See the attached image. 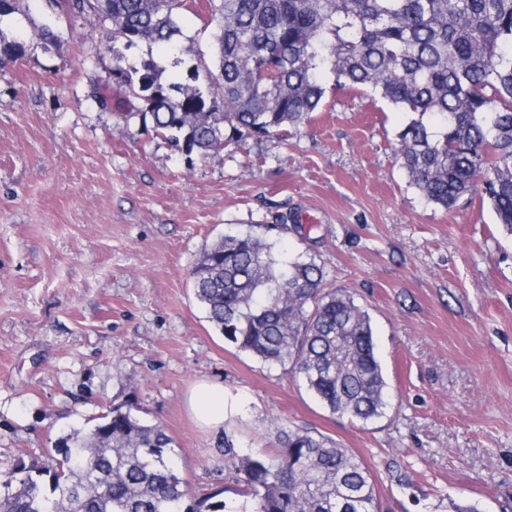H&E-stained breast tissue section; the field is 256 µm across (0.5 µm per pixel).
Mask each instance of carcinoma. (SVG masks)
Here are the masks:
<instances>
[{"mask_svg": "<svg viewBox=\"0 0 512 512\" xmlns=\"http://www.w3.org/2000/svg\"><path fill=\"white\" fill-rule=\"evenodd\" d=\"M51 14L83 16L112 49L116 84L141 102L137 115L175 145L206 156L245 136L282 133L321 109L322 77L339 90L369 89L415 115L398 135L410 186L449 209L466 195L490 206L512 237V0H209L217 22L211 56L188 82L163 80L153 58L123 50L160 44L183 63L187 0H45ZM32 25L7 35L0 54L25 55L59 36L37 25L28 0H10L0 22ZM259 236L205 246L192 272L207 319L224 339L272 366H290L331 412L368 421L383 414L386 381L371 317L340 290L323 288L314 260L280 261ZM278 450L224 454L243 512H378L371 473L322 434L277 424ZM164 428L118 404L90 430L53 441L52 469L22 464L0 480V512H224L215 492L187 499ZM50 475V486L42 476Z\"/></svg>", "mask_w": 512, "mask_h": 512, "instance_id": "cac0c4a2", "label": "carcinoma"}]
</instances>
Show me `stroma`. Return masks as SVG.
I'll use <instances>...</instances> for the list:
<instances>
[{"label": "stroma", "instance_id": "35a3bbf8", "mask_svg": "<svg viewBox=\"0 0 512 512\" xmlns=\"http://www.w3.org/2000/svg\"><path fill=\"white\" fill-rule=\"evenodd\" d=\"M197 2L181 19L189 65L217 32ZM58 27L59 46L0 60V475L131 401L171 437L190 495L222 491L229 512L243 499L225 439L262 454L279 422L360 457L381 512H512V238L479 199L445 210L409 186L395 147L410 113L329 76L321 111L288 134L189 157L143 128L110 57L87 63L86 19ZM297 211L312 223L283 227ZM249 232L315 259L326 289L369 312L382 417L331 413L207 320L192 269ZM201 380L233 396L222 428L188 412Z\"/></svg>", "mask_w": 512, "mask_h": 512}]
</instances>
